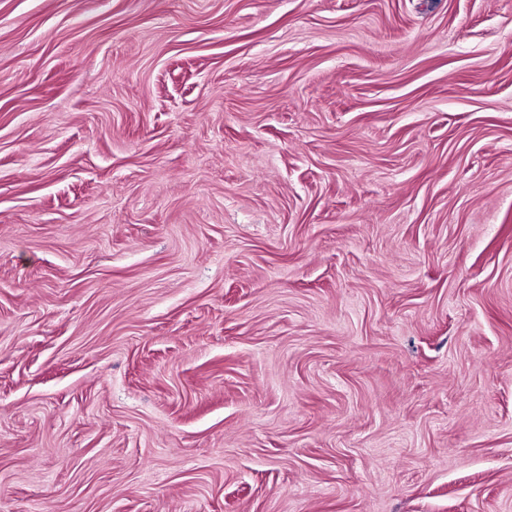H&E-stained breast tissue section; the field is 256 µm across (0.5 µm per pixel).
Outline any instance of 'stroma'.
Instances as JSON below:
<instances>
[{
  "label": "stroma",
  "instance_id": "stroma-1",
  "mask_svg": "<svg viewBox=\"0 0 512 512\" xmlns=\"http://www.w3.org/2000/svg\"><path fill=\"white\" fill-rule=\"evenodd\" d=\"M0 512H512V0H0Z\"/></svg>",
  "mask_w": 512,
  "mask_h": 512
}]
</instances>
